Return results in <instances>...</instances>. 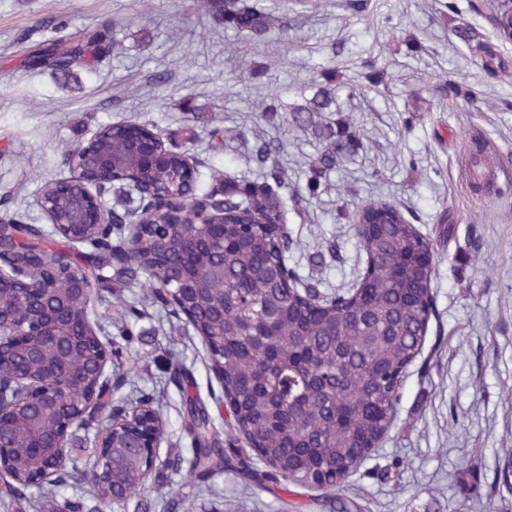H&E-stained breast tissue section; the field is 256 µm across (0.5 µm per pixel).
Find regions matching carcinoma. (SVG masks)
Wrapping results in <instances>:
<instances>
[{"label":"carcinoma","mask_w":512,"mask_h":512,"mask_svg":"<svg viewBox=\"0 0 512 512\" xmlns=\"http://www.w3.org/2000/svg\"><path fill=\"white\" fill-rule=\"evenodd\" d=\"M205 10L224 25L256 37L273 26L272 15L244 0H204ZM73 47L51 43L41 53L56 55L47 65L64 83L74 69L93 70L103 38L70 34ZM334 99L327 89L305 103L282 108L275 96L264 119L314 136L322 151L306 191L315 197L322 173L362 145L356 122L327 116ZM145 123L102 127L71 153L93 168L112 160V193L122 197L112 209L132 224H114L111 233L95 224L74 244L69 264L86 269L92 281L105 278L118 259L146 277L150 296H160L176 316H184L200 336L207 367L218 379L227 408V424L244 436L250 451L275 473L324 491L339 488L387 434L396 418L404 373L420 354L433 314V246L404 216L398 204L370 200L352 204L356 235L366 253L357 283L344 294H326L319 284L301 281L288 267V253L298 246L288 233L284 201L275 190L283 172L277 141L262 143L257 157L265 165L262 180L224 181L202 189V174L189 167L185 153L154 146ZM140 184L162 194L178 193L186 209L176 215L150 213ZM199 199H221L224 216L206 220L193 209ZM41 224L9 219L0 223V250L34 285L49 283L44 302L30 303L22 289L0 287L4 318L33 326L51 316L60 335L20 336L0 348V373L23 381L25 403L0 417V497L12 500L23 491L42 492L39 512H60L57 490L68 477L56 476L52 463L65 461L66 439L90 395L99 391L105 409L112 391L100 389L107 355L122 365L119 342L89 319L92 291L77 292L57 269L62 259ZM183 397L182 428L190 439L187 465L195 494L211 492L207 480L224 469L233 445H224L216 414L200 395L190 371L176 367ZM63 378L66 393L46 400L40 383ZM133 414L112 418L105 448L95 449L88 483L95 505L88 512H114L145 489L161 460L149 445L162 441L167 422L160 408L142 398Z\"/></svg>","instance_id":"1"}]
</instances>
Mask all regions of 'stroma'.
Instances as JSON below:
<instances>
[{"label": "stroma", "mask_w": 512, "mask_h": 512, "mask_svg": "<svg viewBox=\"0 0 512 512\" xmlns=\"http://www.w3.org/2000/svg\"><path fill=\"white\" fill-rule=\"evenodd\" d=\"M246 2L272 12L266 37L213 22L195 0H0V216L46 223L42 185L69 176L70 148L119 121L171 134L190 121L202 129L221 121L223 140L202 132L185 150L203 172L240 179L261 176L252 139L281 141L279 192L299 242L288 265L329 293L352 288L365 265L349 201L398 202L437 259L434 313L393 427L336 494L287 492L255 460L248 474L225 468L211 480L219 512H239L240 501L241 512H337L341 497L353 512H512V42L498 37L485 0H358L356 10L306 0L285 14L279 0ZM63 26L98 31L112 45L92 74L65 86L27 64ZM460 27L479 34L480 48L458 39ZM254 66L262 76L246 82ZM326 84L360 125L364 147L305 201L315 139L260 114L266 92L289 107ZM474 131L494 150L492 197L465 186ZM118 292L133 304L141 290L114 279L93 285L90 321L113 337ZM134 330L124 354L136 369L113 388L112 407L159 402L169 422L160 457L186 454L170 363L193 372L204 400L217 402L220 385L185 321L153 307ZM104 424L76 430L59 501L86 500L87 450Z\"/></svg>", "instance_id": "1"}]
</instances>
